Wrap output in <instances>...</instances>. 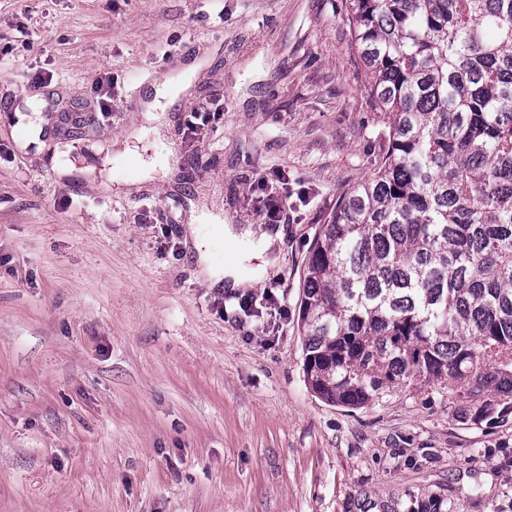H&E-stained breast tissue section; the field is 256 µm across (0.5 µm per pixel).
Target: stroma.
I'll return each mask as SVG.
<instances>
[{
  "label": "stroma",
  "mask_w": 512,
  "mask_h": 512,
  "mask_svg": "<svg viewBox=\"0 0 512 512\" xmlns=\"http://www.w3.org/2000/svg\"><path fill=\"white\" fill-rule=\"evenodd\" d=\"M346 7L0 0V512H512V413L304 381L303 266L387 148ZM228 242L230 245L239 246L247 244L253 246V253L264 257V265H272L275 263V258L270 256L273 254V249L282 242V231H262L259 237L255 239V232L251 228H245L239 233H235L232 227L228 226ZM195 250L199 256L201 265L200 275L209 288H219L226 284L231 289H246L251 287L252 279L240 272L237 265H228L226 269L215 267L211 264L205 243L196 240ZM226 279V283L223 281Z\"/></svg>",
  "instance_id": "1"
}]
</instances>
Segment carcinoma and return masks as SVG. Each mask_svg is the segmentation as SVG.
<instances>
[{
	"mask_svg": "<svg viewBox=\"0 0 512 512\" xmlns=\"http://www.w3.org/2000/svg\"><path fill=\"white\" fill-rule=\"evenodd\" d=\"M388 147L304 267V374L362 407L399 384L512 394V0H348Z\"/></svg>",
	"mask_w": 512,
	"mask_h": 512,
	"instance_id": "1",
	"label": "carcinoma"
}]
</instances>
